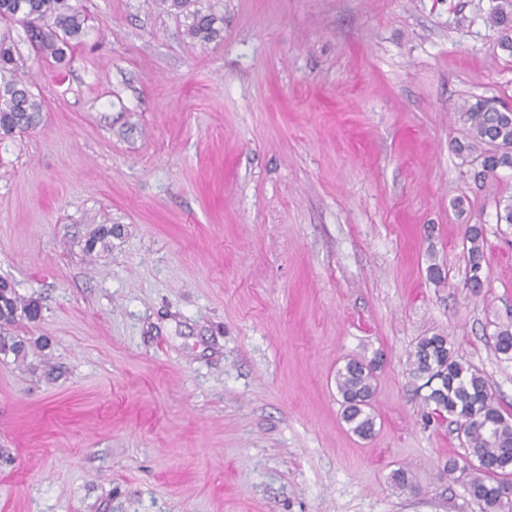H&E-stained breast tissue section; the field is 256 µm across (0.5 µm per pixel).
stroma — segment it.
Wrapping results in <instances>:
<instances>
[{"mask_svg": "<svg viewBox=\"0 0 512 512\" xmlns=\"http://www.w3.org/2000/svg\"><path fill=\"white\" fill-rule=\"evenodd\" d=\"M494 3L198 0L204 43L163 0H78L62 64L14 26L43 110L0 139V280L41 313L0 354V512H480L410 364L443 334L512 415V169L454 149L464 101L512 106ZM350 358L379 361L366 440ZM169 6L179 12H186V17L190 19L187 26V34L192 39L201 42H209L220 35L221 29L215 27V24L221 20L218 16L211 12H204L202 9H190L196 1L193 0H169ZM465 240L468 262L470 264V271L472 272V276L470 277V287L474 293L478 294L481 293V290L484 286V283L479 275L484 257V233L482 226L478 224L470 225L466 230ZM468 243L469 247H467ZM376 365L351 359L336 371V389L342 398L343 419L350 430L368 437L374 431L375 415L372 401L375 394Z\"/></svg>", "mask_w": 512, "mask_h": 512, "instance_id": "obj_1", "label": "stroma"}]
</instances>
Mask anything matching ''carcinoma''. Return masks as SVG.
I'll list each match as a JSON object with an SVG mask.
<instances>
[{
	"mask_svg": "<svg viewBox=\"0 0 512 512\" xmlns=\"http://www.w3.org/2000/svg\"><path fill=\"white\" fill-rule=\"evenodd\" d=\"M195 0H169L170 8L186 13L189 37L209 42L220 35L218 16L194 7ZM490 26L503 32L501 48L512 53V0H497L487 16ZM0 137H11L32 127L42 104L31 93L25 76L19 73L10 31L24 26L31 45L43 56L62 63L72 42L86 34L87 18L72 0H0ZM459 121L465 126V142L456 143L458 152L476 153L488 173L512 169V109L497 108L489 100L466 101L459 107ZM469 243L470 287L481 293L484 233L474 224L466 230ZM28 320L39 317L38 303L23 300L7 282H0V323L10 325L18 314ZM497 353L512 359V325L494 334ZM376 365L351 359L336 371V389L342 398L343 419L350 430L370 436L375 427L372 401ZM411 374L425 380L427 405L437 414H448L457 425L462 445L477 460L466 491L482 512H512V418L495 403L487 380L473 366L457 360L442 334L422 337L414 352Z\"/></svg>",
	"mask_w": 512,
	"mask_h": 512,
	"instance_id": "obj_1",
	"label": "carcinoma"
}]
</instances>
